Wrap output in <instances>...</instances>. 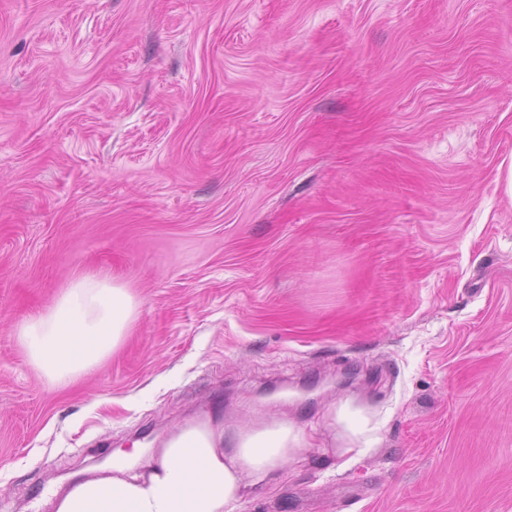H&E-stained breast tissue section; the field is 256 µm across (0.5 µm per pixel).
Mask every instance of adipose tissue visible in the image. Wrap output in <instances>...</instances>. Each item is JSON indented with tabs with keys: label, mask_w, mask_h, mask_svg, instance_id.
I'll use <instances>...</instances> for the list:
<instances>
[{
	"label": "adipose tissue",
	"mask_w": 512,
	"mask_h": 512,
	"mask_svg": "<svg viewBox=\"0 0 512 512\" xmlns=\"http://www.w3.org/2000/svg\"><path fill=\"white\" fill-rule=\"evenodd\" d=\"M136 303L110 279L84 275L45 311L26 318L17 336L29 361L56 388L70 386L118 347ZM302 441L288 423L246 428L225 440L208 420L181 426L153 465L72 485L55 512H235L249 483L287 465Z\"/></svg>",
	"instance_id": "obj_1"
}]
</instances>
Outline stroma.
Returning <instances> with one entry per match:
<instances>
[{
  "label": "stroma",
  "mask_w": 512,
  "mask_h": 512,
  "mask_svg": "<svg viewBox=\"0 0 512 512\" xmlns=\"http://www.w3.org/2000/svg\"><path fill=\"white\" fill-rule=\"evenodd\" d=\"M206 415L304 435L238 512H512V0H0V512ZM136 303L108 278L74 280L45 311L26 318L17 336L29 361L56 388L70 386L118 347Z\"/></svg>",
  "instance_id": "stroma-1"
}]
</instances>
